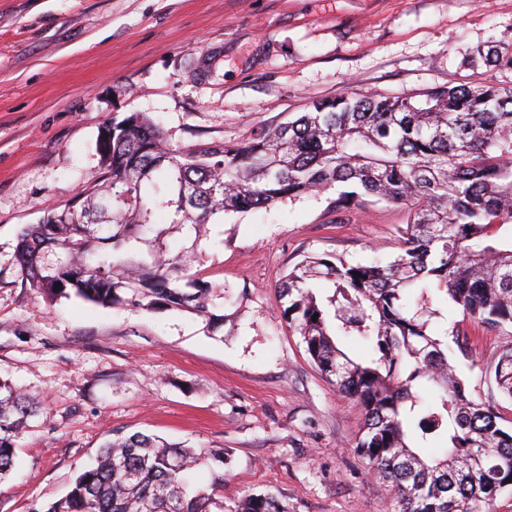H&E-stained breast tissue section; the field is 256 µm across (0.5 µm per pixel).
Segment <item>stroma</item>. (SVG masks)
I'll use <instances>...</instances> for the list:
<instances>
[{"instance_id":"1","label":"stroma","mask_w":512,"mask_h":512,"mask_svg":"<svg viewBox=\"0 0 512 512\" xmlns=\"http://www.w3.org/2000/svg\"><path fill=\"white\" fill-rule=\"evenodd\" d=\"M512 39V0H0V379L38 410L0 483V512H39L116 435L141 432L220 452L195 484L224 479V508L276 492L288 512H389L391 491L355 450L365 424L283 318L278 286L304 257L387 261L402 210L336 212L335 191L219 214L192 272L220 289L209 316L132 303L49 302L27 287L20 231L62 211L103 174L99 136L133 112L193 151L294 119L312 101L401 96L494 81L467 50ZM459 324L474 398L512 401L493 371L512 326Z\"/></svg>"}]
</instances>
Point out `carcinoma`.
Returning <instances> with one entry per match:
<instances>
[{
    "mask_svg": "<svg viewBox=\"0 0 512 512\" xmlns=\"http://www.w3.org/2000/svg\"><path fill=\"white\" fill-rule=\"evenodd\" d=\"M512 69V43L469 54ZM104 175L88 195L24 228L15 261L30 290L103 307L129 301L207 315L213 288L190 273L195 255L171 254L156 215L201 229L222 213L266 208L338 188L350 211L374 200L406 211L400 252L387 262L306 256L280 285L284 318L322 375L365 411L355 451L391 485L393 512H484L512 491V434L498 408L477 401L454 365L469 357L460 330L433 334L432 291L489 327L512 324V86L443 85L388 97L349 92L316 100L295 120L239 143L181 151L133 112L100 135ZM61 287H55V284ZM317 320H312V317ZM343 338L369 346L351 359ZM512 400V347L494 369ZM34 400L0 381V482ZM440 443L444 458L420 450ZM205 451L133 433L113 439L41 512H224L223 479L193 486ZM234 512H288L276 494Z\"/></svg>",
    "mask_w": 512,
    "mask_h": 512,
    "instance_id": "obj_1",
    "label": "carcinoma"
}]
</instances>
